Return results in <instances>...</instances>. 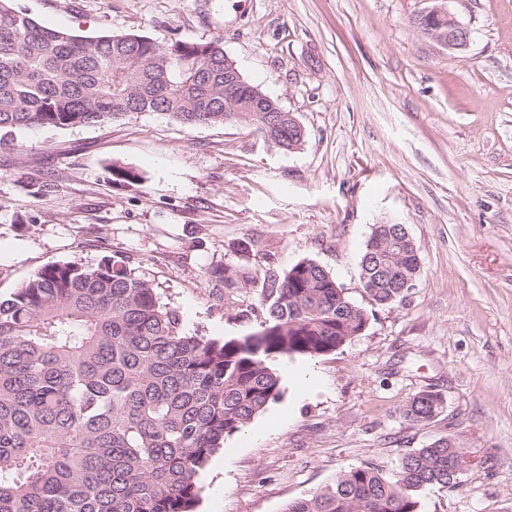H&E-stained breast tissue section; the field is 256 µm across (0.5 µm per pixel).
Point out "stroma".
<instances>
[{"label": "stroma", "instance_id": "obj_1", "mask_svg": "<svg viewBox=\"0 0 512 512\" xmlns=\"http://www.w3.org/2000/svg\"><path fill=\"white\" fill-rule=\"evenodd\" d=\"M85 37L220 40L244 78L294 114L285 152L233 124L150 112L18 133L0 147V296L44 266L125 260L187 332L257 329L264 274L302 260L368 315L318 357L277 367L282 398L228 437L198 477L197 512H284L343 470L393 475L451 436L490 456L420 512H512V0H449L471 30L451 53L419 32L434 0H13ZM137 173L119 182L113 168ZM377 224H403L421 272L374 303L361 259ZM250 277L210 280L214 268ZM444 405L403 415L422 390ZM443 405V398L440 393L433 390L418 392L404 409V416L413 423H424L433 419Z\"/></svg>", "mask_w": 512, "mask_h": 512}]
</instances>
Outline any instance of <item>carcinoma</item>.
I'll return each instance as SVG.
<instances>
[{"label":"carcinoma","instance_id":"obj_1","mask_svg":"<svg viewBox=\"0 0 512 512\" xmlns=\"http://www.w3.org/2000/svg\"><path fill=\"white\" fill-rule=\"evenodd\" d=\"M224 60L219 41L80 37L0 0V146L24 130L154 112L250 127L288 150L299 132L286 113L270 127L242 97L224 111ZM389 229L391 242L361 259L381 305L402 295L385 276L391 261L420 274L405 233ZM259 305L264 320L244 336L191 334L112 257L45 266L0 300V512H195L198 476L224 438L282 396L276 362L334 352L368 320L312 260L264 275ZM442 405L423 390L404 416L428 422ZM466 454L442 437L405 454L392 478L351 467L285 512H419L421 490L459 486L450 470Z\"/></svg>","mask_w":512,"mask_h":512}]
</instances>
